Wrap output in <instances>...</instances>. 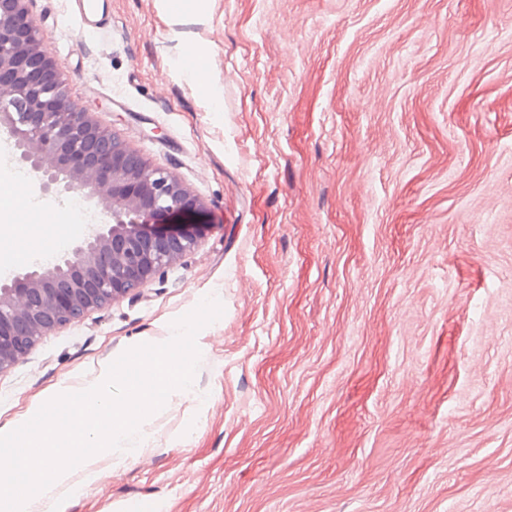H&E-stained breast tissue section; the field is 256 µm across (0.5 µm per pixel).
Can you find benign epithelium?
Listing matches in <instances>:
<instances>
[{"label": "benign epithelium", "instance_id": "1", "mask_svg": "<svg viewBox=\"0 0 512 512\" xmlns=\"http://www.w3.org/2000/svg\"><path fill=\"white\" fill-rule=\"evenodd\" d=\"M27 2L0 0V135L43 191L100 197L112 223L91 225L51 265L0 279V373L43 337L140 292L204 241L192 217L205 201L72 100Z\"/></svg>", "mask_w": 512, "mask_h": 512}]
</instances>
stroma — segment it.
Instances as JSON below:
<instances>
[{
	"label": "stroma",
	"instance_id": "obj_1",
	"mask_svg": "<svg viewBox=\"0 0 512 512\" xmlns=\"http://www.w3.org/2000/svg\"><path fill=\"white\" fill-rule=\"evenodd\" d=\"M30 0L73 100L207 205L202 246L0 373V429L201 331V402L65 512H512V0ZM68 251L101 205L48 197ZM72 12L78 18L82 32H93L105 25L104 15L95 0H71Z\"/></svg>",
	"mask_w": 512,
	"mask_h": 512
}]
</instances>
